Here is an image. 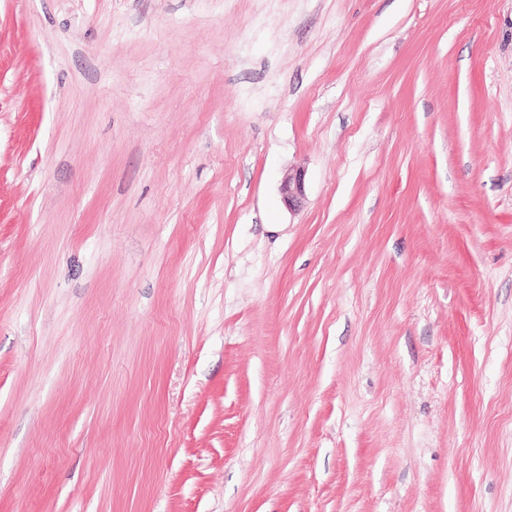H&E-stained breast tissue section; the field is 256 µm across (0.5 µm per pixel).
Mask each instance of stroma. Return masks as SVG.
<instances>
[{
	"mask_svg": "<svg viewBox=\"0 0 512 512\" xmlns=\"http://www.w3.org/2000/svg\"><path fill=\"white\" fill-rule=\"evenodd\" d=\"M0 512H512V0H0ZM304 192V174L301 172H297L295 175H289L288 179L282 183L281 194L283 200L291 209L299 206Z\"/></svg>",
	"mask_w": 512,
	"mask_h": 512,
	"instance_id": "1",
	"label": "stroma"
}]
</instances>
